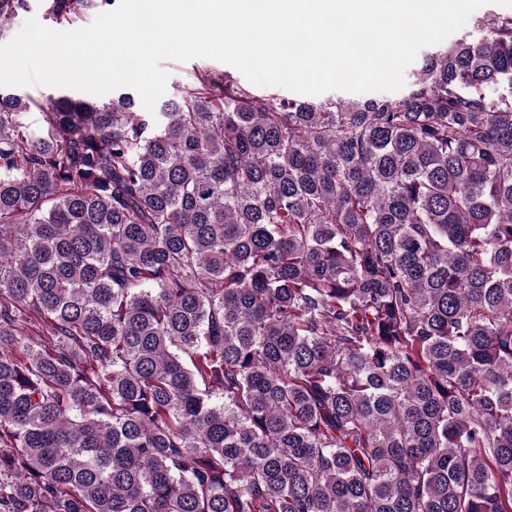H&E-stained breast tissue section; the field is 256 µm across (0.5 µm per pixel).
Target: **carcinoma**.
<instances>
[{
	"label": "carcinoma",
	"instance_id": "1",
	"mask_svg": "<svg viewBox=\"0 0 512 512\" xmlns=\"http://www.w3.org/2000/svg\"><path fill=\"white\" fill-rule=\"evenodd\" d=\"M471 24L397 99L0 92V512H512V14ZM0 91L4 93H15L19 95H29L36 99H39L40 97L46 98L47 96L54 95L57 96L58 94H70L75 97L81 98L85 101L89 102H105L108 100H111L112 97L118 96L120 93H130L133 95L134 100L136 102V108L140 112H149L147 111L141 101L140 96L136 91H134L131 88H119L117 90H114L110 93H107L105 95H94L74 89L69 88H59V87H49V86H27V87H0Z\"/></svg>",
	"mask_w": 512,
	"mask_h": 512
}]
</instances>
